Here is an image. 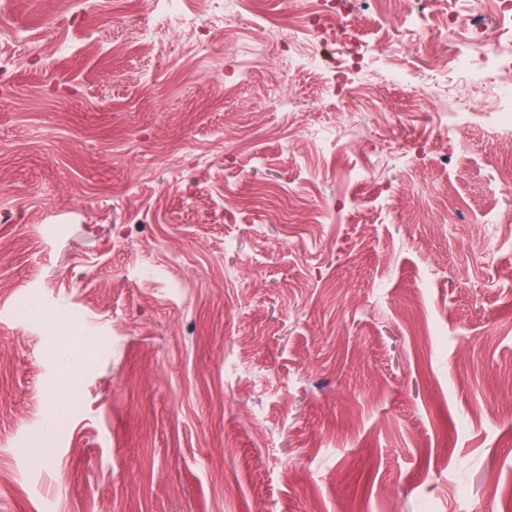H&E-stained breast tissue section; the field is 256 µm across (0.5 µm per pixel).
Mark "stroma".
I'll return each instance as SVG.
<instances>
[{
	"mask_svg": "<svg viewBox=\"0 0 512 512\" xmlns=\"http://www.w3.org/2000/svg\"><path fill=\"white\" fill-rule=\"evenodd\" d=\"M248 7L315 38L329 83L429 92L380 89L349 148L334 98L275 109L261 32L152 23L116 52L132 0H0V512H512L486 115L431 154L458 77L385 53V7L350 32ZM61 315L102 342L70 389Z\"/></svg>",
	"mask_w": 512,
	"mask_h": 512,
	"instance_id": "obj_1",
	"label": "stroma"
}]
</instances>
